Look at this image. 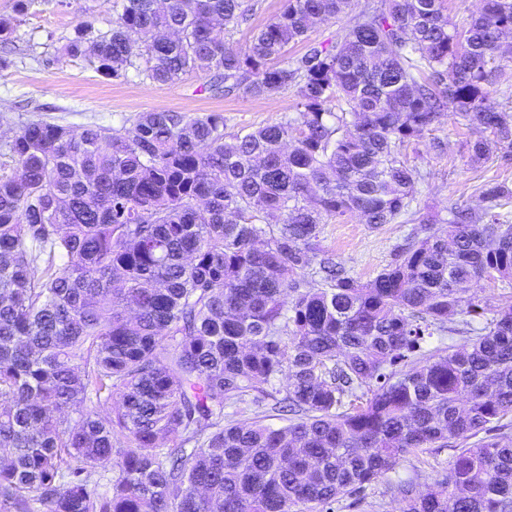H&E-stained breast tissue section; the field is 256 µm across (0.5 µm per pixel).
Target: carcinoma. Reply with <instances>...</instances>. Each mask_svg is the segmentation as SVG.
Instances as JSON below:
<instances>
[{"label":"carcinoma","mask_w":512,"mask_h":512,"mask_svg":"<svg viewBox=\"0 0 512 512\" xmlns=\"http://www.w3.org/2000/svg\"><path fill=\"white\" fill-rule=\"evenodd\" d=\"M350 2L286 0L237 48L252 0H114L107 30L64 44L115 80L292 89L296 116L230 135L219 112L155 110L0 139V512H332L379 483L399 512H512V305L467 296L512 288V187L418 220L366 284L321 244L325 224L409 213L427 174L408 148L450 113L482 133L469 165L512 161L490 89L512 0L461 26L446 0H381L288 55ZM445 332L467 344L422 350ZM267 405L288 424H224ZM427 448L452 450L442 490L389 479ZM468 297H475L476 300L488 301L489 304L498 307L512 305V290L493 288L485 280L473 283Z\"/></svg>","instance_id":"cac0c4a2"}]
</instances>
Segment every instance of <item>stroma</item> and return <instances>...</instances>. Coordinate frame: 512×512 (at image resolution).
<instances>
[{
  "label": "stroma",
  "mask_w": 512,
  "mask_h": 512,
  "mask_svg": "<svg viewBox=\"0 0 512 512\" xmlns=\"http://www.w3.org/2000/svg\"><path fill=\"white\" fill-rule=\"evenodd\" d=\"M113 16L110 0H33L20 18L19 41L0 46V135H13L22 116L79 131L89 125L118 129L137 113L156 109L191 115L220 112L230 134L294 116L297 99L291 91L270 98L216 95L208 90L210 76L205 72L164 86L137 79L112 80L97 73L86 58L61 55V47L78 24L104 30ZM473 136L452 116L436 131L422 134L419 152L410 161L429 171L430 177L416 183L413 211L432 210L447 219L457 205L478 206L484 182H512V162L493 159L477 169L466 165L460 146ZM436 137L447 142L446 153L437 155L430 149ZM410 229L402 218L375 228L351 216L325 225L322 245L366 282L390 261L393 248Z\"/></svg>",
  "instance_id": "35a3bbf8"
}]
</instances>
